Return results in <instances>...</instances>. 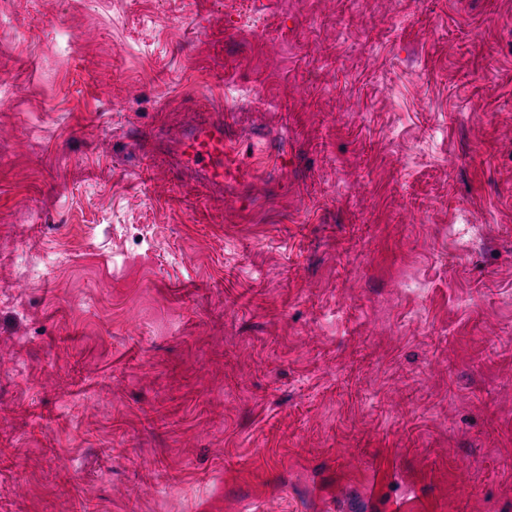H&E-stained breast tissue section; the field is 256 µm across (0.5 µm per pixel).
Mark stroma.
Returning <instances> with one entry per match:
<instances>
[{
	"label": "stroma",
	"mask_w": 512,
	"mask_h": 512,
	"mask_svg": "<svg viewBox=\"0 0 512 512\" xmlns=\"http://www.w3.org/2000/svg\"><path fill=\"white\" fill-rule=\"evenodd\" d=\"M0 25V512H512V0ZM219 115V114H218ZM231 140L224 137L223 117L193 128L182 146V156L187 166L201 171L215 185L224 183V159L233 155Z\"/></svg>",
	"instance_id": "obj_1"
}]
</instances>
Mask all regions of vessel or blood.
I'll list each match as a JSON object with an SVG mask.
<instances>
[{"instance_id":"vessel-or-blood-1","label":"vessel or blood","mask_w":512,"mask_h":512,"mask_svg":"<svg viewBox=\"0 0 512 512\" xmlns=\"http://www.w3.org/2000/svg\"><path fill=\"white\" fill-rule=\"evenodd\" d=\"M233 144L224 135L223 118L193 128L182 146L187 165L197 168L213 184L224 182V162L232 157Z\"/></svg>"}]
</instances>
